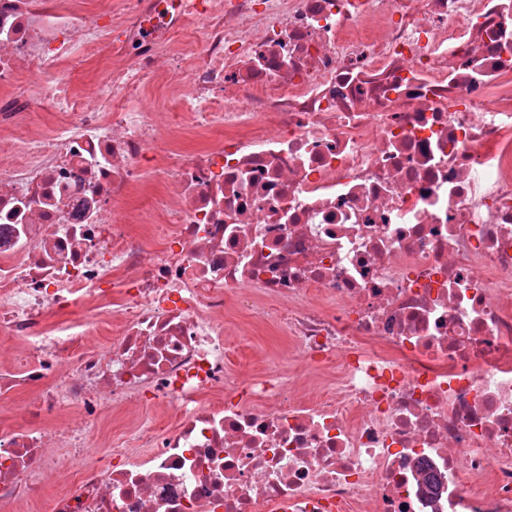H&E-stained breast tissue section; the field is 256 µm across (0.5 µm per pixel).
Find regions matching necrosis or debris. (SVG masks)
Wrapping results in <instances>:
<instances>
[{"mask_svg": "<svg viewBox=\"0 0 512 512\" xmlns=\"http://www.w3.org/2000/svg\"><path fill=\"white\" fill-rule=\"evenodd\" d=\"M0 337V512H512V0H0ZM101 77L102 65L97 60L88 61L73 72L74 81L87 91L92 90ZM247 336L230 341V358L234 368L261 369L287 367L291 358L287 336L272 324L255 326L243 323Z\"/></svg>", "mask_w": 512, "mask_h": 512, "instance_id": "4bbe7bcc", "label": "necrosis or debris"}]
</instances>
